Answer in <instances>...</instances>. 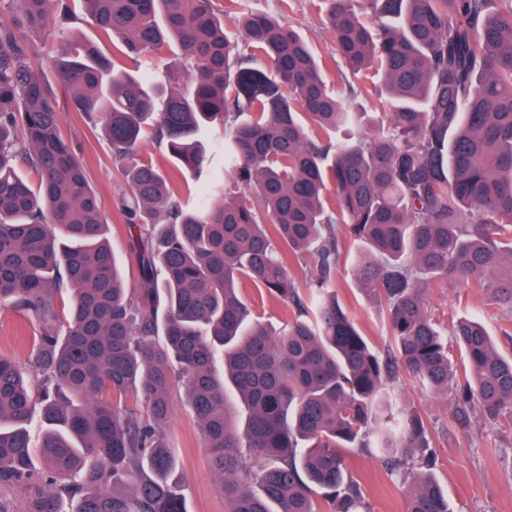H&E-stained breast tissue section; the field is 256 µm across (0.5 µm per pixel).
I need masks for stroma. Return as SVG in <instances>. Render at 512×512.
I'll list each match as a JSON object with an SVG mask.
<instances>
[{
  "label": "stroma",
  "instance_id": "stroma-1",
  "mask_svg": "<svg viewBox=\"0 0 512 512\" xmlns=\"http://www.w3.org/2000/svg\"><path fill=\"white\" fill-rule=\"evenodd\" d=\"M244 7L274 16L299 31L316 56L326 60L329 89H339L349 80L350 73L321 22L322 0H246ZM46 81L62 109L60 128L64 139L83 160L92 188L106 204V213H113L112 185L118 172L108 140L100 129L73 111L55 73H47ZM339 250L338 296L348 305L360 331L376 347H383L387 336L385 314L354 276L357 248L343 239ZM479 295L475 286L436 288L428 296L429 308L443 327L471 315L479 317L492 336H499L507 316L498 308L481 306ZM39 327L36 319L0 308V354L26 361ZM387 387L402 405L416 408L427 421L438 456L434 474L448 494L451 512H512V429L491 424L477 412L472 414L468 428H460L452 406L443 398L419 391L403 379L388 382ZM174 398L177 406L169 443L181 462L188 512H224V496L210 468L200 427L184 410L182 392H175ZM347 462L361 481L372 512H405L408 488L386 474L374 450L349 449Z\"/></svg>",
  "mask_w": 512,
  "mask_h": 512
}]
</instances>
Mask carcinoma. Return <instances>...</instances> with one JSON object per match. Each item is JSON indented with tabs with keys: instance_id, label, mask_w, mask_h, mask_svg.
Listing matches in <instances>:
<instances>
[{
	"instance_id": "1",
	"label": "carcinoma",
	"mask_w": 512,
	"mask_h": 512,
	"mask_svg": "<svg viewBox=\"0 0 512 512\" xmlns=\"http://www.w3.org/2000/svg\"><path fill=\"white\" fill-rule=\"evenodd\" d=\"M0 2V308L44 321L27 366L0 356V492L26 487L23 512H186L168 443L181 385L224 512H371L347 448L374 449L409 485L405 512H450L422 415L383 389L403 376L451 397L461 426L478 411L512 427V351L461 317L454 362L428 310L429 290L453 283L512 313V0H326L336 54L382 78L380 113L348 111L342 97L371 90L331 91L292 26L234 0L235 36L214 0H82L133 70L76 35L40 58L32 37L72 30L73 0ZM172 47L182 67L157 80ZM48 69L109 141L133 292L105 203L60 134ZM360 124L367 136L336 137ZM214 125L216 180L202 138ZM147 134L174 170L141 155ZM186 172L220 199L185 208ZM341 236L386 311L382 351L337 299ZM306 259L302 293L291 271ZM242 279L293 319L264 324ZM205 137L211 146V169L215 174L224 173V128L214 126L210 128Z\"/></svg>"
}]
</instances>
